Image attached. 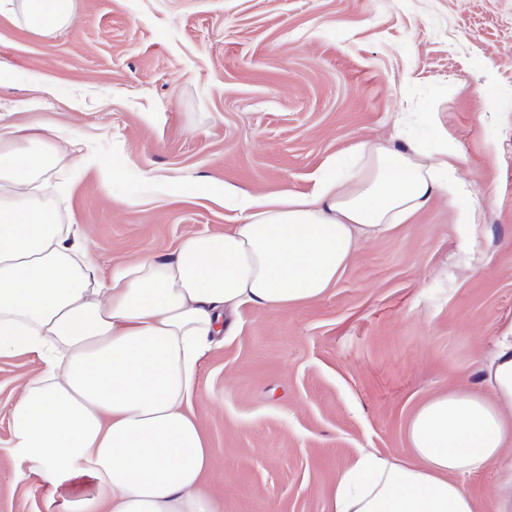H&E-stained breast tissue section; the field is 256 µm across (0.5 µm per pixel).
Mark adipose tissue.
<instances>
[{"label": "adipose tissue", "instance_id": "ef3b65f1", "mask_svg": "<svg viewBox=\"0 0 512 512\" xmlns=\"http://www.w3.org/2000/svg\"><path fill=\"white\" fill-rule=\"evenodd\" d=\"M48 34L74 0H0ZM0 127V355H37L10 411L12 453L66 512H222L204 482L214 453L189 408L199 364L239 311L312 301L362 241L393 229L437 195L466 194L454 154L425 165L413 146L339 156L310 195L235 197L241 221L185 239L172 259L145 258L96 277L78 235L33 195L56 158L12 146ZM494 397L451 391L407 426L408 459L360 456L327 512H477L459 476L512 445V327L490 366Z\"/></svg>", "mask_w": 512, "mask_h": 512}]
</instances>
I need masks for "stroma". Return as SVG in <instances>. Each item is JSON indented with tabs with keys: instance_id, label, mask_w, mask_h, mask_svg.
<instances>
[{
	"instance_id": "stroma-1",
	"label": "stroma",
	"mask_w": 512,
	"mask_h": 512,
	"mask_svg": "<svg viewBox=\"0 0 512 512\" xmlns=\"http://www.w3.org/2000/svg\"><path fill=\"white\" fill-rule=\"evenodd\" d=\"M75 4L49 35L0 15V126L60 149L42 199L98 279L239 223L190 183L307 195L331 158L414 138L449 140L468 185L363 242L321 297L243 307L213 345L192 414L223 512H325L361 455L410 457L422 403L491 396L512 323V0ZM461 209L474 223H456ZM42 370L0 356V512H60L10 452V409Z\"/></svg>"
}]
</instances>
